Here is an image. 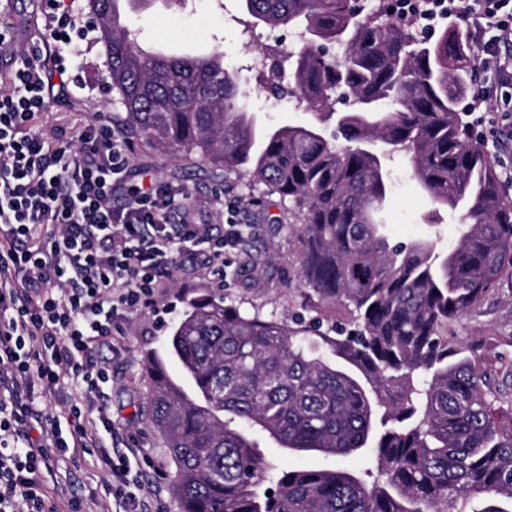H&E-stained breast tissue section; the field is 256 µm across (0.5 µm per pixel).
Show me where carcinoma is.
<instances>
[{"mask_svg":"<svg viewBox=\"0 0 512 512\" xmlns=\"http://www.w3.org/2000/svg\"><path fill=\"white\" fill-rule=\"evenodd\" d=\"M88 0L112 92L143 144L198 155L249 175L292 203L308 297L339 305L344 324L249 314L192 297L170 355L198 392L149 357L152 424L176 467L180 512H512V417L496 416L479 348L451 345L448 321L481 301L512 264V202L460 107L470 64L454 34L419 43L405 19L350 0H242L244 12L295 33L275 68L312 111L305 125L258 126L246 91L214 48L156 56L117 18L121 2ZM347 97L337 113L331 99ZM402 152L434 210L460 213L445 254L429 240L393 243L382 219L384 160ZM294 452H370L375 469L275 470L247 430ZM270 483L272 494L259 491Z\"/></svg>","mask_w":512,"mask_h":512,"instance_id":"carcinoma-1","label":"carcinoma"}]
</instances>
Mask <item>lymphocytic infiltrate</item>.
Wrapping results in <instances>:
<instances>
[{"label":"lymphocytic infiltrate","mask_w":512,"mask_h":512,"mask_svg":"<svg viewBox=\"0 0 512 512\" xmlns=\"http://www.w3.org/2000/svg\"><path fill=\"white\" fill-rule=\"evenodd\" d=\"M43 33L0 81V512H84L65 489L50 492L40 475L56 455L97 454L110 476L107 492L130 512H158L137 497L127 444L106 415L86 414L103 401L109 371L96 351L121 335L129 314L149 309L161 278L173 276L190 244L200 263L229 278L248 225L221 229L193 223L183 192L167 186L112 188L129 161L130 142L108 121L88 124L78 154L33 126L50 95L82 85L68 76L66 39H86L90 25L66 0H41ZM423 14L464 15L484 45L486 66L512 69V0H420ZM82 388L66 398L69 432L37 407L64 378Z\"/></svg>","instance_id":"1"}]
</instances>
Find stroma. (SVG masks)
<instances>
[{"instance_id": "obj_1", "label": "stroma", "mask_w": 512, "mask_h": 512, "mask_svg": "<svg viewBox=\"0 0 512 512\" xmlns=\"http://www.w3.org/2000/svg\"><path fill=\"white\" fill-rule=\"evenodd\" d=\"M246 15L241 0H192L181 8L171 0H155L145 11L129 14L130 24L141 27L151 44L173 54L185 51L209 52L213 47L224 51V66L246 85V107L268 128L299 125L310 121L304 106L288 97L269 93L266 82L269 69L277 58L273 43L290 48L293 37L285 30L258 25L253 35H245ZM42 25L38 0H18L13 12L0 14V32L15 33L12 47L24 51L36 42ZM264 53L265 68L255 66L257 53ZM72 69L81 70L82 87L73 88L61 102L51 103L39 118L46 129L61 130L64 140L76 141L82 127L102 117L123 123L125 112L112 99L105 50L97 38L78 42L63 50ZM130 166L124 184L138 185L156 179L183 190L193 205L192 219L198 224L224 225L226 219L250 224L255 235L245 240L234 258L236 273L224 287V300L257 309L267 317L312 316L313 308L297 273L299 253L298 222L289 211V203L279 195L267 194L265 187L252 177L236 173L214 174L209 165L191 158L159 155L141 141H134ZM393 188L385 206L386 232L393 241L432 240L438 249H446L458 237V219L443 215L439 225L424 223L432 208L431 200L410 176L406 158L390 161ZM216 286L193 261L184 262L173 278L163 281L157 290L156 304L144 312L132 313L124 325L123 352H113L105 345L97 352L98 361L112 370V380L105 386L107 413L113 424L125 429L136 444L138 455L148 457L140 465L142 493H155L162 512H178L171 484L156 486L155 470L173 476L174 467L167 448L150 422L148 401L149 353L165 352L174 325L180 320L186 298L204 294ZM450 342L464 341L485 348L484 365L497 372L500 364H512V274L503 275L495 289L462 319L448 326ZM249 436L256 451L280 468L328 467L335 458L317 453H296L279 447L266 433L253 429ZM46 486L70 482L78 492L87 512H124L125 507L105 498L109 476L96 456L74 462L64 460L44 473Z\"/></svg>"}]
</instances>
